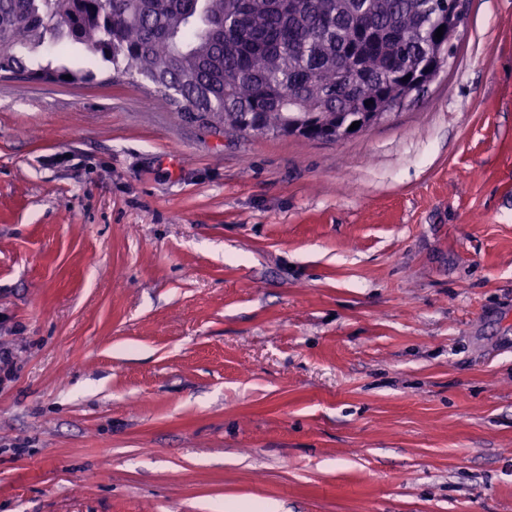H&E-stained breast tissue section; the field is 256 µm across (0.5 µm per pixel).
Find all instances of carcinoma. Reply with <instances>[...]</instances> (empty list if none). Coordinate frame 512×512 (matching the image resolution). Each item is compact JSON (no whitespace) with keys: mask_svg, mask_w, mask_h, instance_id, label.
<instances>
[{"mask_svg":"<svg viewBox=\"0 0 512 512\" xmlns=\"http://www.w3.org/2000/svg\"><path fill=\"white\" fill-rule=\"evenodd\" d=\"M102 2L0 0V73L91 81L90 68L26 64L50 43L80 46L216 128L247 137L300 124L334 134L338 118L360 120L364 101L376 108L418 92V70L439 64L434 49L459 33L443 25L448 0Z\"/></svg>","mask_w":512,"mask_h":512,"instance_id":"cac0c4a2","label":"carcinoma"}]
</instances>
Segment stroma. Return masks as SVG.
Here are the masks:
<instances>
[{
	"label": "stroma",
	"instance_id": "stroma-1",
	"mask_svg": "<svg viewBox=\"0 0 512 512\" xmlns=\"http://www.w3.org/2000/svg\"><path fill=\"white\" fill-rule=\"evenodd\" d=\"M0 77V512H512V0L366 132Z\"/></svg>",
	"mask_w": 512,
	"mask_h": 512
}]
</instances>
